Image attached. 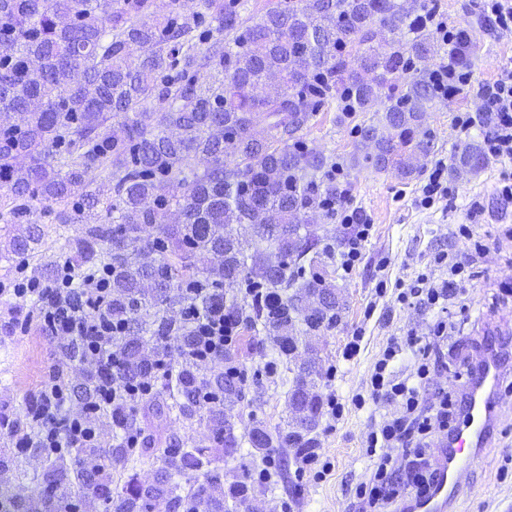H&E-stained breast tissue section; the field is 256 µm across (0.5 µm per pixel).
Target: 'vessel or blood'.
Segmentation results:
<instances>
[{
  "instance_id": "vessel-or-blood-1",
  "label": "vessel or blood",
  "mask_w": 512,
  "mask_h": 512,
  "mask_svg": "<svg viewBox=\"0 0 512 512\" xmlns=\"http://www.w3.org/2000/svg\"><path fill=\"white\" fill-rule=\"evenodd\" d=\"M497 370L481 373L477 384L479 393L473 395L464 420L459 425L450 443L441 444L438 449L440 479L433 492L424 498L412 501L409 512H449L453 495L459 494L461 478L475 464V447L488 443L491 435L488 420L493 410L491 396L482 392L483 387L495 385Z\"/></svg>"
}]
</instances>
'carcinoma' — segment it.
<instances>
[{"label": "carcinoma", "mask_w": 512, "mask_h": 512, "mask_svg": "<svg viewBox=\"0 0 512 512\" xmlns=\"http://www.w3.org/2000/svg\"><path fill=\"white\" fill-rule=\"evenodd\" d=\"M457 29L455 63L472 49ZM431 27L411 18L401 0H197L184 14L179 0H0V260L42 277L66 264L79 277L107 269L109 313L129 328L116 350L117 370L104 362L95 380L134 379L152 372L144 351L169 359L165 394L146 415L177 413L204 421L209 439L234 455L241 440L232 422L244 399L243 379L224 372L230 353L199 368L194 337L168 313L193 304L225 305L224 289L258 285L269 300L245 317V328L288 360V429L255 426L252 448L301 452L316 445L321 415L317 358L296 363L302 337L341 318L343 298L321 276L298 281L315 262L310 234L319 202L342 197L336 182L316 174L336 165L305 149L301 133L318 113L349 118L381 101V116L358 126L374 143L375 169L414 175L413 159L434 149L423 115L439 101L434 72L419 68L402 86L397 75L430 57L447 56ZM488 158L473 137L450 157L449 172H476ZM204 170L199 172L196 165ZM64 230L57 251L45 247L38 205ZM247 224L272 251L249 261L237 226ZM152 226L157 237L142 236ZM202 286L205 298L187 292ZM142 430L133 414L109 431L111 455L75 448L45 456L48 470L28 472L20 457H0V512H35L57 500L56 512L112 508V464L151 449L124 446ZM159 479L135 477L117 496V512H241L250 488L224 485L210 448L178 441L163 451ZM206 475L203 484L175 477ZM75 479L78 504L57 496Z\"/></svg>", "instance_id": "cac0c4a2"}]
</instances>
